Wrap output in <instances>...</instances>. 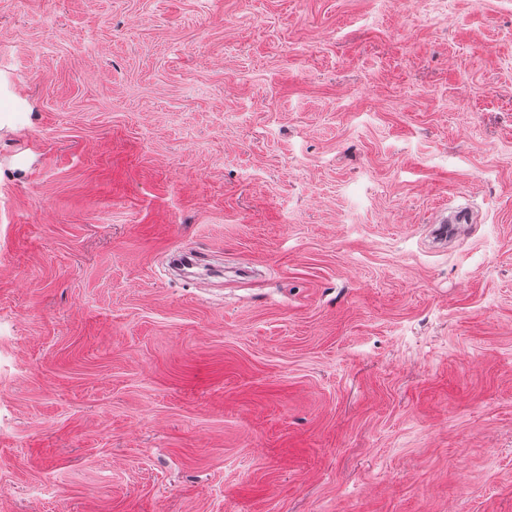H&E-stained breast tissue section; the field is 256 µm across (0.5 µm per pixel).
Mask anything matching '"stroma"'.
I'll use <instances>...</instances> for the list:
<instances>
[{
    "instance_id": "1",
    "label": "stroma",
    "mask_w": 512,
    "mask_h": 512,
    "mask_svg": "<svg viewBox=\"0 0 512 512\" xmlns=\"http://www.w3.org/2000/svg\"><path fill=\"white\" fill-rule=\"evenodd\" d=\"M0 512H512V0H0Z\"/></svg>"
}]
</instances>
